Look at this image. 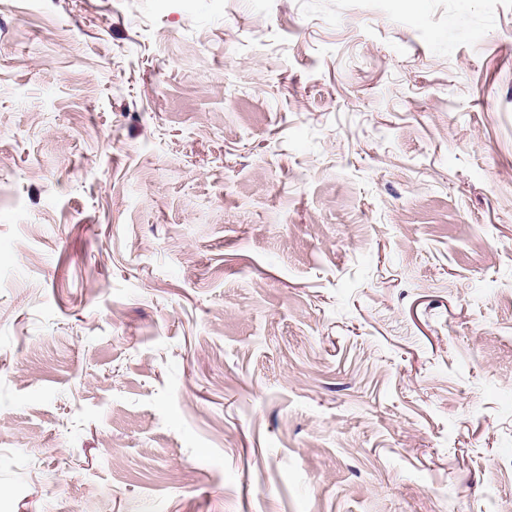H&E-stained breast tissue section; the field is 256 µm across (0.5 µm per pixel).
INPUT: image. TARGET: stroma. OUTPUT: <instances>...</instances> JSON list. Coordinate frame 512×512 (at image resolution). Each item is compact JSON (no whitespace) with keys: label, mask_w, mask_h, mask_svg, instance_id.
<instances>
[{"label":"stroma","mask_w":512,"mask_h":512,"mask_svg":"<svg viewBox=\"0 0 512 512\" xmlns=\"http://www.w3.org/2000/svg\"><path fill=\"white\" fill-rule=\"evenodd\" d=\"M0 512H512V0H0Z\"/></svg>","instance_id":"stroma-1"}]
</instances>
